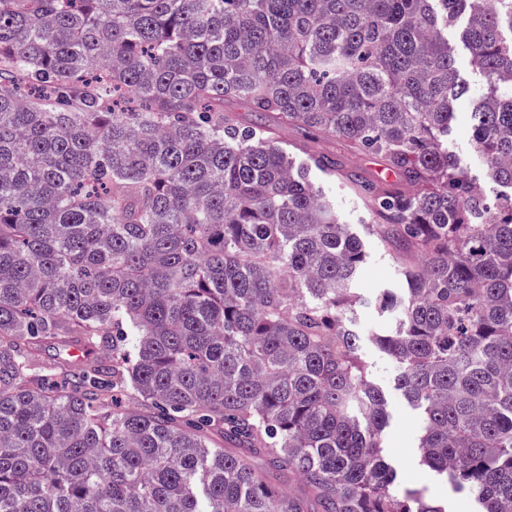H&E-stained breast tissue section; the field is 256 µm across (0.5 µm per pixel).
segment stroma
<instances>
[{
    "instance_id": "obj_1",
    "label": "stroma",
    "mask_w": 512,
    "mask_h": 512,
    "mask_svg": "<svg viewBox=\"0 0 512 512\" xmlns=\"http://www.w3.org/2000/svg\"><path fill=\"white\" fill-rule=\"evenodd\" d=\"M468 110V101H461L448 134V148L468 172L480 175L485 171V161L473 142ZM276 135L285 145L304 144L334 154L346 170L364 179L377 180L385 175V164L379 156L353 152L340 139L325 138L315 130L289 125L279 127ZM326 189L336 201L340 221L349 224L359 235L367 255L354 284L358 301L352 318L362 338L360 355L368 376L383 391L388 403L389 423L383 432V454L396 472L392 491L401 497L420 493L428 501L443 504L447 512H473L474 503L467 491L439 479L421 464L417 413L395 385L398 364L371 341L373 334L390 332L396 324L394 314L382 310L378 304L384 292L397 290L401 285L396 259L388 244L371 227L365 203L341 183L327 184Z\"/></svg>"
}]
</instances>
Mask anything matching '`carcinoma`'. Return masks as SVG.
Returning a JSON list of instances; mask_svg holds the SVG:
<instances>
[{
  "instance_id": "1",
  "label": "carcinoma",
  "mask_w": 512,
  "mask_h": 512,
  "mask_svg": "<svg viewBox=\"0 0 512 512\" xmlns=\"http://www.w3.org/2000/svg\"><path fill=\"white\" fill-rule=\"evenodd\" d=\"M275 123L383 159L372 341L424 462L512 512V0H0V512H445L392 492L345 175ZM467 112H469V102L464 98L451 124L448 149L457 155L461 165L468 172L482 175L485 172V161L473 142Z\"/></svg>"
}]
</instances>
